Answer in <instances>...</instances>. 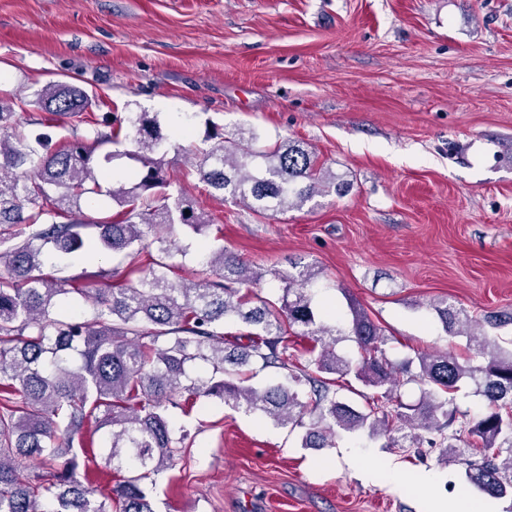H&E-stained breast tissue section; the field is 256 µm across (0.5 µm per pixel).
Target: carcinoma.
<instances>
[{
    "mask_svg": "<svg viewBox=\"0 0 512 512\" xmlns=\"http://www.w3.org/2000/svg\"><path fill=\"white\" fill-rule=\"evenodd\" d=\"M35 104L59 117L91 124L92 99L70 82L50 81ZM26 101L0 96V512H155L142 481L174 466L187 435L174 437L165 402L182 391L218 397L233 409L261 413L281 426L305 429L304 448H332L341 432L374 437L398 433L393 443L420 440L441 449V461L463 455V436L482 449L465 462V477L479 491L512 499V347L481 330L501 328L512 314L480 323L442 299L430 304L443 329L466 338L471 356L419 353L400 363L385 350L386 335L367 311L350 304L348 335L356 359L336 351L342 330L324 321L313 303L316 273L275 266L262 269L219 246L202 255L201 273L187 282L169 279L173 233L195 234L210 220L165 175L168 140L147 112L121 129H95L55 151L30 140L18 121ZM132 148L120 149L125 142ZM201 182L257 214L301 208L318 195L345 194L350 183L298 141L238 152L236 141L214 133L205 149L187 148ZM126 157L137 163L126 177L103 188L107 165ZM107 195L119 207L92 222L82 205ZM152 237L159 258L129 262L123 280L81 288L74 280L44 276V262L84 247L114 255ZM281 283L276 301L255 300L242 287L264 277ZM78 295L94 305L89 320L55 317L57 303ZM239 321L246 341L224 346V323ZM314 342L306 368L290 371L288 336ZM212 367L190 380L187 367ZM289 371L286 381L256 388L244 369ZM353 376L375 393L357 409L337 398L336 378ZM468 382L488 410L448 432L455 393ZM415 383L417 404L399 389ZM98 421L89 430L91 420ZM102 432L99 441L94 435ZM131 476L110 495L90 487V465Z\"/></svg>",
    "mask_w": 512,
    "mask_h": 512,
    "instance_id": "cac0c4a2",
    "label": "carcinoma"
}]
</instances>
